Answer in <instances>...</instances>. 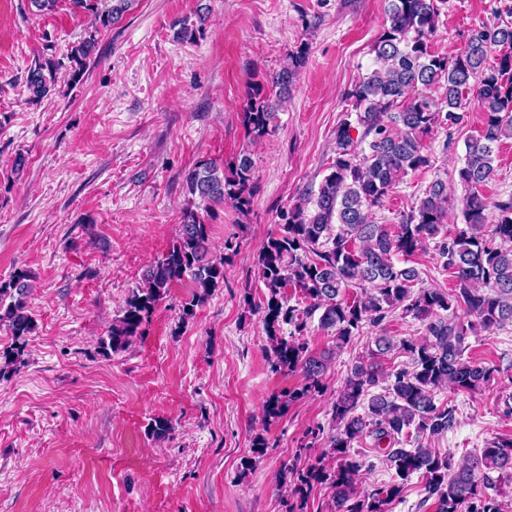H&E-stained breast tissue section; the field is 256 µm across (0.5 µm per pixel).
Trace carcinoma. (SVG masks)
Masks as SVG:
<instances>
[{"label":"carcinoma","mask_w":512,"mask_h":512,"mask_svg":"<svg viewBox=\"0 0 512 512\" xmlns=\"http://www.w3.org/2000/svg\"><path fill=\"white\" fill-rule=\"evenodd\" d=\"M132 0H72L93 14L95 26L119 23ZM447 0H385L386 21L371 46L372 65L347 92L352 109L334 131V157L319 184L306 186L299 203L281 215L277 233L258 253L259 277L266 288L263 323L269 338L268 360L275 371L298 372L301 388L269 399L267 416L280 415L292 402L319 388L335 358L366 324H379L391 312L420 322L424 337L373 338L371 347L350 368L332 405V433L326 455L336 467L311 466L293 488L305 497L314 483L334 490V512H392L413 478L420 479L425 500L436 512H505L506 505L486 495L499 479H512V438H496L452 462L430 447L431 440L453 429L455 410L436 402L437 393L475 391L487 384L495 368L465 356L468 337L512 325V194L489 200L480 187L495 174L496 145L512 139V24L482 23L469 30L464 47L448 57L429 51ZM508 46L493 66L486 59ZM95 47L90 38L70 53L78 77ZM55 65L47 61L29 71L31 101L45 97L54 83ZM295 67L270 77L278 95L288 94ZM439 91L438 96L431 89ZM473 91L474 97L466 96ZM243 124L254 140L271 132L274 112L263 86L252 89ZM483 112L479 133L464 142L457 177L465 188L464 227L448 234V183L434 178L424 196L402 215L396 230L376 221L375 212L405 176L431 166L424 143L434 129L463 125L471 103ZM252 159L245 155L225 170L211 159L199 161L185 178L188 193L207 204L231 201L250 205ZM434 244L437 260L457 280L456 288H416L419 271L400 266ZM195 291L183 306V319L224 284V259L209 256V225L186 208L180 234L170 251L154 262L142 285L126 299L122 315L100 341L105 353L132 343L158 303L177 282ZM31 276L16 272L0 284V323L16 345L0 352V373L21 356L25 338L36 327L29 310ZM293 287L305 305L290 304ZM332 331L335 349L316 353L305 339L314 315ZM291 327L288 336L283 326ZM403 352L409 364L387 369L384 361ZM370 437L392 471L391 480L359 492L365 462L354 444Z\"/></svg>","instance_id":"cac0c4a2"}]
</instances>
